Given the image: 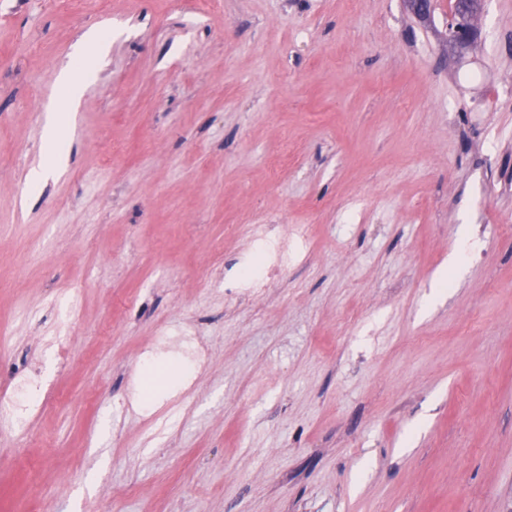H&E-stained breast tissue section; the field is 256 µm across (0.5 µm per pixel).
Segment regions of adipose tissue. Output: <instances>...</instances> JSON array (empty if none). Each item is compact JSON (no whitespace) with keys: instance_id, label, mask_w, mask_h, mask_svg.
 Masks as SVG:
<instances>
[{"instance_id":"obj_1","label":"adipose tissue","mask_w":512,"mask_h":512,"mask_svg":"<svg viewBox=\"0 0 512 512\" xmlns=\"http://www.w3.org/2000/svg\"><path fill=\"white\" fill-rule=\"evenodd\" d=\"M59 83L65 88L66 95L63 100L55 104L53 113L48 115L45 121V133L54 151V159L52 163L38 166L29 174L31 183L38 185L45 184L67 163V155L61 148L62 135L69 118L71 104L81 95L82 81L77 72L67 67L60 72Z\"/></svg>"}]
</instances>
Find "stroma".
I'll return each mask as SVG.
<instances>
[{
	"label": "stroma",
	"instance_id": "35a3bbf8",
	"mask_svg": "<svg viewBox=\"0 0 512 512\" xmlns=\"http://www.w3.org/2000/svg\"><path fill=\"white\" fill-rule=\"evenodd\" d=\"M449 16L0 0V512H512V0ZM457 9L448 25L449 38L454 44L463 47L475 36V30L466 21L474 17L481 9L482 0H457ZM60 85L65 88L66 95L54 106V113L47 116L45 121V133L51 148L54 150L53 162L47 165H39L29 173V180L33 184H45L59 169L67 164V155L61 148L62 135L70 118L69 111L73 100L81 95L82 80L77 72L66 67L61 70L58 79ZM288 239L291 240L295 249L303 250L309 242L307 225L294 224L288 235L282 239H267L264 244V263L252 271L246 280L248 289L259 294L266 288V283L272 275L281 270L284 260L288 257ZM269 241V242H268Z\"/></svg>",
	"mask_w": 512,
	"mask_h": 512
}]
</instances>
